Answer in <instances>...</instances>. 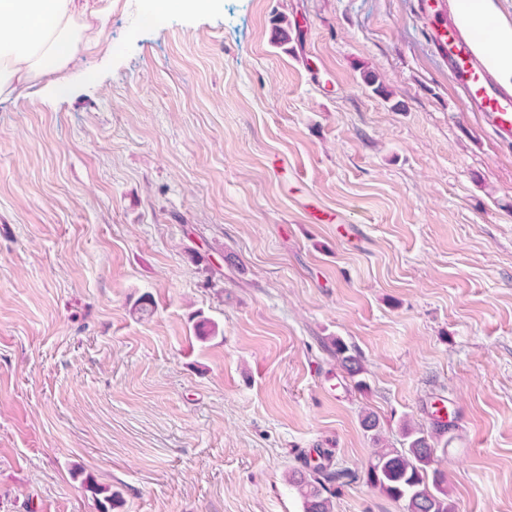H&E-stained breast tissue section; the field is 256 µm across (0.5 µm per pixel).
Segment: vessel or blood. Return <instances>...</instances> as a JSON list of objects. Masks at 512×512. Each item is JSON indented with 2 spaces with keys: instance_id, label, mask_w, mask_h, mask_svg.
<instances>
[{
  "instance_id": "b4317fda",
  "label": "vessel or blood",
  "mask_w": 512,
  "mask_h": 512,
  "mask_svg": "<svg viewBox=\"0 0 512 512\" xmlns=\"http://www.w3.org/2000/svg\"><path fill=\"white\" fill-rule=\"evenodd\" d=\"M429 38L448 64L454 86L469 111L502 143L512 144V91L488 69L475 37L464 30L451 10L450 0L424 4Z\"/></svg>"
}]
</instances>
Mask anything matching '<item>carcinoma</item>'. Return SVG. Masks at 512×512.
Wrapping results in <instances>:
<instances>
[{
	"label": "carcinoma",
	"instance_id": "cac0c4a2",
	"mask_svg": "<svg viewBox=\"0 0 512 512\" xmlns=\"http://www.w3.org/2000/svg\"><path fill=\"white\" fill-rule=\"evenodd\" d=\"M330 344L336 360L350 377L363 372L359 356L339 337L331 338ZM361 425L371 433L376 445L367 464V484L402 504L403 512H456L447 476L437 466L435 445L441 426L429 431L405 419L400 427L402 447L386 448L374 414L364 415ZM319 458L310 472L294 470L288 476V485L299 495L303 512H333V486L343 473L333 468L332 452L322 450ZM85 484L92 493L104 494L99 502L101 512H113L120 505L114 494H106L107 488L93 479H87Z\"/></svg>",
	"mask_w": 512,
	"mask_h": 512
}]
</instances>
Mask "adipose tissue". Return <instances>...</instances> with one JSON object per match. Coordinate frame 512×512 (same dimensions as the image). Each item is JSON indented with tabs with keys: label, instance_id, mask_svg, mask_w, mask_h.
<instances>
[{
	"label": "adipose tissue",
	"instance_id": "adipose-tissue-1",
	"mask_svg": "<svg viewBox=\"0 0 512 512\" xmlns=\"http://www.w3.org/2000/svg\"><path fill=\"white\" fill-rule=\"evenodd\" d=\"M453 8L479 34L499 82L512 89V20L502 0H453ZM106 17L88 0H0V100L43 81L64 86L70 67L98 47Z\"/></svg>",
	"mask_w": 512,
	"mask_h": 512
}]
</instances>
